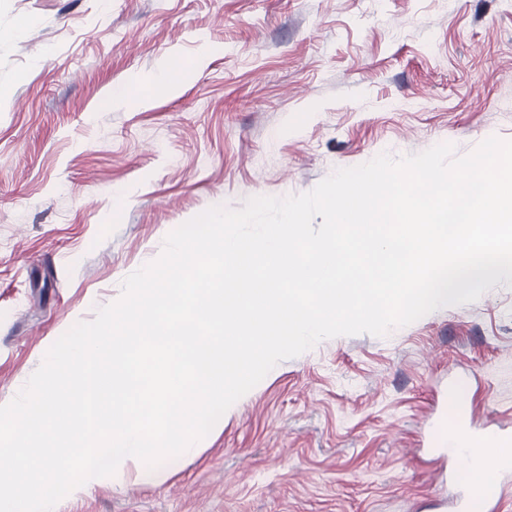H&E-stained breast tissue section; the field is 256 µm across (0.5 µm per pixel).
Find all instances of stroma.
I'll return each instance as SVG.
<instances>
[{"label":"stroma","instance_id":"stroma-1","mask_svg":"<svg viewBox=\"0 0 512 512\" xmlns=\"http://www.w3.org/2000/svg\"><path fill=\"white\" fill-rule=\"evenodd\" d=\"M171 58L187 76L155 92ZM506 100L512 0H0V403L206 209L512 141ZM487 422L512 428L503 281L281 361L195 455L128 463L56 512H486L437 447Z\"/></svg>","mask_w":512,"mask_h":512}]
</instances>
